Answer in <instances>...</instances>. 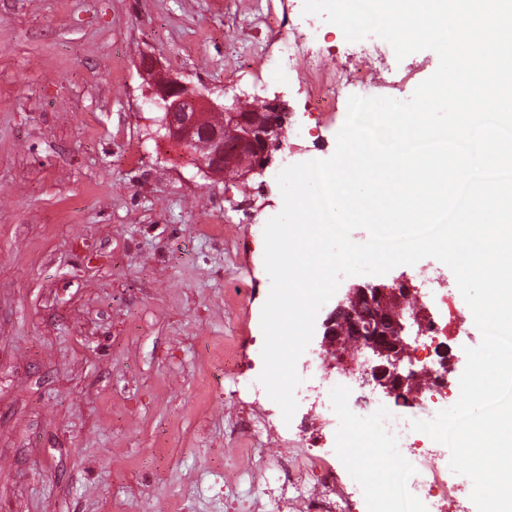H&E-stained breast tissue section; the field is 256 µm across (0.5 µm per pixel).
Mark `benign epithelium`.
Masks as SVG:
<instances>
[{"mask_svg":"<svg viewBox=\"0 0 512 512\" xmlns=\"http://www.w3.org/2000/svg\"><path fill=\"white\" fill-rule=\"evenodd\" d=\"M154 94L163 112L159 129L164 131V137L189 151L196 145L205 146L207 154L200 156V168L212 177L233 173L241 151L251 158L244 172L248 177L264 171L274 154L284 149L287 113L278 101L242 118L238 98L230 104H218L196 86L176 77L156 82ZM209 111L226 113L231 126H201L203 115ZM412 293L414 289L405 281L395 286L355 283L323 321L321 346L337 360H345L354 343L366 353V368L357 377L360 387L379 388L388 396L405 387L414 391L417 372L405 370L402 362L412 348L411 336L426 333L424 321L428 314L424 310L403 313L402 304Z\"/></svg>","mask_w":512,"mask_h":512,"instance_id":"obj_1","label":"benign epithelium"}]
</instances>
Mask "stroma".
I'll return each mask as SVG.
<instances>
[{
  "label": "stroma",
  "mask_w": 512,
  "mask_h": 512,
  "mask_svg": "<svg viewBox=\"0 0 512 512\" xmlns=\"http://www.w3.org/2000/svg\"><path fill=\"white\" fill-rule=\"evenodd\" d=\"M379 47L376 97L409 99L438 66L430 50ZM279 54L251 0H0V512H111L143 492L158 512H218L205 491L231 416L276 418L250 387L270 291L263 231L283 207L277 174L331 156L346 119L274 77ZM167 76L217 101L280 100L297 136L263 175L212 184L157 133L150 92ZM480 341L473 325L454 338L447 399L413 414L456 403ZM227 342L246 367L214 366ZM338 430L333 416L320 425V452L367 512L389 456L369 454L358 480Z\"/></svg>",
  "instance_id": "35a3bbf8"
}]
</instances>
